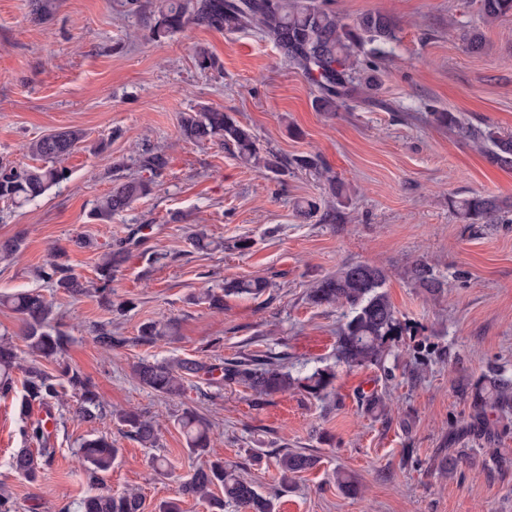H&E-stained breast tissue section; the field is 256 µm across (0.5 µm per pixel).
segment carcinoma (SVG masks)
I'll return each mask as SVG.
<instances>
[{
	"instance_id": "obj_1",
	"label": "carcinoma",
	"mask_w": 512,
	"mask_h": 512,
	"mask_svg": "<svg viewBox=\"0 0 512 512\" xmlns=\"http://www.w3.org/2000/svg\"><path fill=\"white\" fill-rule=\"evenodd\" d=\"M133 11L146 19L153 39L173 36L191 25H204L229 33L257 31L272 42L283 58L300 69L316 83L318 95L314 106L320 112H334L355 91V82L369 90L379 85L381 46L396 39V23L387 14L375 11L347 24L325 4L314 0H149L142 4L132 0ZM55 9L54 0H34L33 19L47 22ZM480 10L489 23L512 16V0H480ZM370 49H365V46ZM432 123L456 131L473 141L488 146L487 160L502 169L512 168V133L493 128L463 124L454 112L430 113ZM182 139L205 144L216 142L230 149L242 163L258 169L280 172L288 168L283 159L259 148L253 134L230 114L211 108L186 112L180 119ZM84 133L77 129L46 134L26 146L34 164L0 161V201L20 207L44 195L49 189L69 178L65 161L73 153ZM296 166L319 170L325 174L331 195L337 203L325 207L314 200L300 204L303 218L320 217L328 224L345 220L343 186L323 168L313 156H298ZM169 158L162 151H147L138 158L143 176L120 182L96 200L90 211L92 219L106 222L112 216L128 210L141 197L151 193L156 179L168 169ZM451 206L467 224H507L506 205L495 196H473L451 201ZM25 243V233L19 232L0 242V255L19 253ZM127 250L119 248L104 253L96 266L97 282L85 286L82 277L68 263L66 251L53 252L37 270V277L48 287L70 296L95 294L101 304L122 312L130 307L127 301L112 303V281L126 261ZM405 275L428 295L436 298L443 292V282L434 268L423 260L414 261ZM386 271L372 263H352L336 274L320 279L308 294L315 306L345 308V321L336 336V363L348 367L379 365L387 355V343L399 336L404 325L383 290ZM270 288L262 277H238L224 280L220 290L210 288L190 297L192 303L206 304L210 309H224V298L230 296L257 297ZM21 316L24 353L29 357L20 364L18 347L9 337H0V397L15 391L13 373H23L21 398L22 426L20 434L26 448L15 451L11 469L29 483L38 482L42 463L55 453L51 433L40 420L29 419L30 409L38 405L53 409L63 403L67 393L76 397L75 415L85 423L112 416L128 437L145 447L158 440L159 425L134 410H109L99 399L95 384L79 368L64 361L71 336L66 326L53 314L51 304L35 290L20 291L0 298ZM170 331L164 320H152L141 325L138 339L155 343ZM93 341L101 349L112 351L126 342L112 335L103 324L94 328ZM56 365L57 373L46 370L45 364ZM133 377L143 387L166 397H180L186 382L192 378L207 384L234 381L259 395L270 396L303 388L320 395L331 383L333 374L316 368L304 377H295L275 362V357L254 356L232 362L212 363L199 359L175 361L141 360L134 365ZM458 393L476 410L479 422L488 421V413L503 417L512 413V379L491 368L474 378L462 376L456 381ZM177 424L187 439L188 450L201 460L193 473L181 483L180 493L206 504L208 512H224L233 505L243 512H274L271 499L264 496L256 483L239 475L238 467L224 462L213 452V432L196 412L186 409ZM120 448L106 437L88 438L74 452L75 462L92 475L105 474L119 456ZM282 482L288 477L314 468L317 459L304 451L286 450L275 456ZM82 512H142L143 496L136 489L120 494L99 491L81 502Z\"/></svg>"
}]
</instances>
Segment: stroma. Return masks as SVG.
Returning <instances> with one entry per match:
<instances>
[{"label":"stroma","instance_id":"35a3bbf8","mask_svg":"<svg viewBox=\"0 0 512 512\" xmlns=\"http://www.w3.org/2000/svg\"><path fill=\"white\" fill-rule=\"evenodd\" d=\"M329 3L348 23L375 10L398 23L371 99L336 112L317 111L312 79L254 31L192 26L155 41L125 0H56L43 25L31 20V0H0V160L23 161V144L57 130L85 135L66 162L67 181L21 207L0 203V241L25 234L22 253L0 259V294L36 290L52 300L72 338L66 358L92 379L101 401L141 411L162 427L158 447L145 448L111 417L80 421L75 398L66 397L48 427L56 454L31 484L9 465L23 445L20 399L0 398V486L19 512H58L65 503L80 512L92 485L73 453L92 432L121 450L101 487L139 490L144 512L175 498L182 512H207L179 495L199 464L177 424L187 408L210 424L215 452L272 497L275 512H512V416L477 428L454 386L460 375L492 367L512 376V224H467L452 206L476 195L511 205L512 169L491 165L467 138L429 120L432 110L446 109L512 132V18L484 23L479 0ZM474 28L486 42L478 54L462 41ZM200 47L218 68H199ZM203 107L230 113L261 149L319 156L344 185L346 223L297 215L298 203L328 200L318 174L261 171L220 146L180 139L183 113ZM146 150L170 160L153 193L111 222L92 220L97 199L138 176L136 159ZM194 230L213 248L197 250ZM78 237L85 247L73 246ZM241 238L251 241L250 251L232 250ZM120 246L130 258L112 283V299L132 302L125 315L35 276L56 247L84 280H95L101 255ZM156 252L167 260L153 263ZM418 259L443 277L438 299L404 277ZM355 262L385 269L384 289L411 328L390 341L380 366L337 364L344 311L307 298L316 281ZM249 276L266 278L268 291L225 298L220 312L187 301L224 279ZM158 319L172 321L171 335L137 342L140 325ZM101 324L125 344L109 354L94 344ZM246 354L277 355L295 373L327 369L333 379L319 396L300 389L263 396L195 378L184 397L169 398L140 386L131 372L142 359ZM373 396L383 411H369ZM457 448L470 461L440 474L441 459ZM284 449L319 462L281 482L274 455ZM158 456L168 460L167 471L156 470ZM340 472L359 482V494L339 487Z\"/></svg>","mask_w":512,"mask_h":512}]
</instances>
